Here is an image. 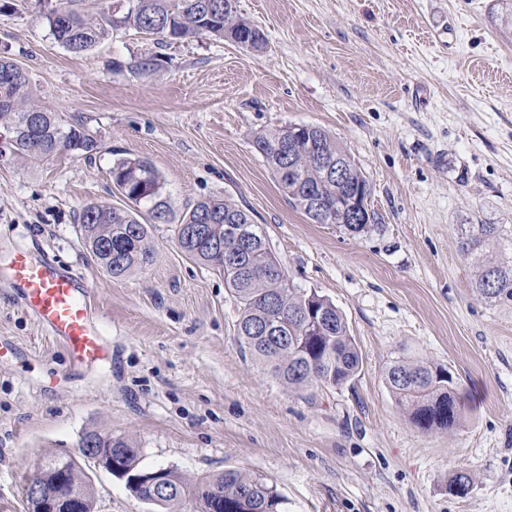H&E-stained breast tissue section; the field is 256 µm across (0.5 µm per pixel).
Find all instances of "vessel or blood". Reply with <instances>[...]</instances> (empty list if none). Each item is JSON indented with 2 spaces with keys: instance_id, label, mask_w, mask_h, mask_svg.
Wrapping results in <instances>:
<instances>
[{
  "instance_id": "1",
  "label": "vessel or blood",
  "mask_w": 512,
  "mask_h": 512,
  "mask_svg": "<svg viewBox=\"0 0 512 512\" xmlns=\"http://www.w3.org/2000/svg\"><path fill=\"white\" fill-rule=\"evenodd\" d=\"M9 269L10 284L22 307L66 347L73 363L104 357V339L91 319V287L85 278L60 272L51 262L35 261L21 247L11 251Z\"/></svg>"
}]
</instances>
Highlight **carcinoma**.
<instances>
[{
	"mask_svg": "<svg viewBox=\"0 0 512 512\" xmlns=\"http://www.w3.org/2000/svg\"><path fill=\"white\" fill-rule=\"evenodd\" d=\"M75 0H56V7L46 14L51 35L69 52L81 54L94 47L114 27H132L140 32L159 34L170 40L199 35L217 39L237 33L245 24L237 7L226 0H118L112 13L91 19L72 7ZM0 120L18 125L25 113L39 119L35 135L22 128L10 143V151L38 157L52 156L66 150L60 138L81 143L75 152L88 158L99 149L96 139L81 123L63 124L56 113L44 106L23 107L29 93L27 73L11 59L0 57ZM257 151L274 174L282 191L293 205L314 224L320 223L306 205L308 192H320L332 210L341 188L326 178L317 157L328 160L341 155L348 160L353 185L370 188L363 172L324 129L311 126L288 141V127L282 126L258 134ZM292 149L296 176L282 173ZM112 186L124 198L121 208L89 203L78 213L82 237L94 260L112 277L119 278L143 270L154 260L150 226L159 223L157 210L171 221L173 208L165 192V179L154 164L141 157L120 158L110 170ZM197 225L201 234L189 246L179 245L189 258L224 275L238 308L237 336L244 353L260 363L267 374L292 388L340 386L358 372L361 354L350 335L347 323L329 299L295 287L288 277L278 278L270 270L279 265L263 237L261 227L251 212L227 199L209 197L196 201L182 211L176 224L177 240L183 227ZM248 226L260 234L254 246L243 253L237 269L225 266V251L232 247L231 228ZM460 251L475 268L474 287L494 303H512V225L462 224ZM313 311L327 318L322 331L305 335L303 316ZM272 322L287 342L277 345L255 332ZM386 383L410 422L423 432L449 429L459 420L467 394L449 369L420 356L400 351L386 371ZM96 447H112V475L125 479L132 496L152 506L170 509L183 500L195 502L194 512H282L283 500L275 485L257 476L235 469L201 478L190 486L177 472H163L166 493L155 497L143 483L133 478L142 475L139 450L123 438L97 431L80 437L78 448L87 457L85 441Z\"/></svg>",
	"mask_w": 512,
	"mask_h": 512,
	"instance_id": "cac0c4a2",
	"label": "carcinoma"
}]
</instances>
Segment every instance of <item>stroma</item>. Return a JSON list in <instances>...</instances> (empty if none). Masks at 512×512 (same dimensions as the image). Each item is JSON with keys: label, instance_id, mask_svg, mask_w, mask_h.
Segmentation results:
<instances>
[{"label": "stroma", "instance_id": "obj_1", "mask_svg": "<svg viewBox=\"0 0 512 512\" xmlns=\"http://www.w3.org/2000/svg\"><path fill=\"white\" fill-rule=\"evenodd\" d=\"M254 52L118 27L73 54L47 0H0V56L31 101L83 122L99 151L0 157V512H28L24 476L74 456L88 430L125 438L142 468L186 483L227 469L276 485L283 512H512V304L478 296L457 225H512V0H238ZM443 39H435L437 29ZM154 55L152 72L134 70ZM326 129L369 180L376 224L311 223L255 136ZM148 158L175 210L228 196L262 224L298 288L342 312L362 355L339 388L288 390L245 357L224 278L186 257L175 227L122 279L89 255L76 216L116 206L109 170ZM49 257L92 286L105 359L70 362L16 301L7 253ZM448 366L468 392L449 430L415 428L385 380L398 349ZM95 512H151L81 461ZM467 497L449 495L457 472Z\"/></svg>", "mask_w": 512, "mask_h": 512}]
</instances>
